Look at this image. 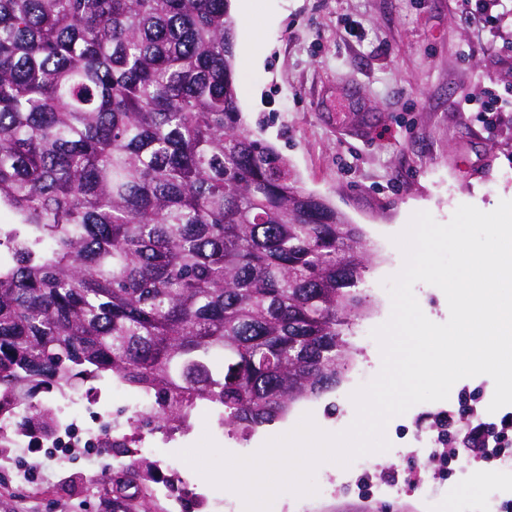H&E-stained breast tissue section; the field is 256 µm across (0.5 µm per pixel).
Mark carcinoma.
I'll return each mask as SVG.
<instances>
[{
  "instance_id": "1",
  "label": "carcinoma",
  "mask_w": 512,
  "mask_h": 512,
  "mask_svg": "<svg viewBox=\"0 0 512 512\" xmlns=\"http://www.w3.org/2000/svg\"><path fill=\"white\" fill-rule=\"evenodd\" d=\"M231 0H0V399L111 377L245 437L336 386L362 229L243 126ZM128 456L117 489L156 463Z\"/></svg>"
}]
</instances>
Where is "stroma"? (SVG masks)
I'll return each instance as SVG.
<instances>
[{
	"label": "stroma",
	"instance_id": "stroma-1",
	"mask_svg": "<svg viewBox=\"0 0 512 512\" xmlns=\"http://www.w3.org/2000/svg\"><path fill=\"white\" fill-rule=\"evenodd\" d=\"M237 21L235 79L245 126L288 155L302 188L327 199L360 225L370 256L358 288L362 313L345 329L355 350L336 388L300 401L285 419L248 437L224 431L198 411L185 430L143 434L128 418V398L111 380L77 384L78 397L101 393L116 434L149 436L143 455L157 461L129 512H244L241 498L209 484L179 451L211 436L224 451L246 456L292 430L307 413L330 432L353 421L350 395L358 373L382 365L372 331L391 316L387 281L403 267L394 243L412 204L438 223L471 204L484 212L512 200V12L489 0H249ZM472 97L469 111L460 103ZM494 382L457 381L444 403L423 402L391 418V447L345 468H317V492L288 496L271 512H483L488 497L512 501V469L478 477L477 458L459 456L446 470H426L437 408L468 407L473 423L512 416L489 412ZM127 463L109 448L62 452L33 440L0 456V512H112V478Z\"/></svg>",
	"mask_w": 512,
	"mask_h": 512
}]
</instances>
